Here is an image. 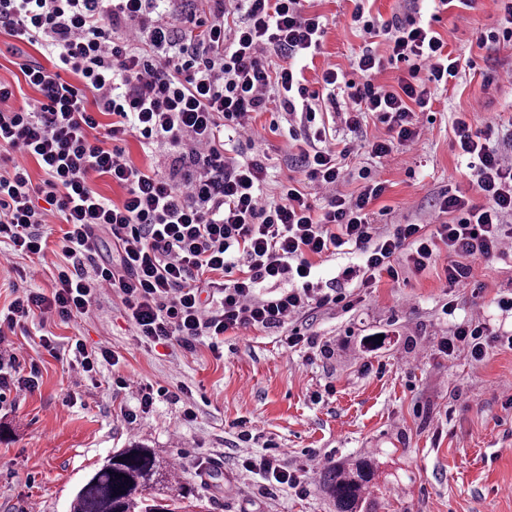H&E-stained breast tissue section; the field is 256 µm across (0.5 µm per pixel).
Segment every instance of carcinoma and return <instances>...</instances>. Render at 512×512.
<instances>
[{
  "instance_id": "1",
  "label": "carcinoma",
  "mask_w": 512,
  "mask_h": 512,
  "mask_svg": "<svg viewBox=\"0 0 512 512\" xmlns=\"http://www.w3.org/2000/svg\"><path fill=\"white\" fill-rule=\"evenodd\" d=\"M378 465L359 457L323 472L326 494L336 512H371L368 495L375 487ZM192 495L173 479L171 465L156 449L132 441L107 456L70 501L69 512H181Z\"/></svg>"
}]
</instances>
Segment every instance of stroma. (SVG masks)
<instances>
[{"label": "stroma", "instance_id": "1", "mask_svg": "<svg viewBox=\"0 0 512 512\" xmlns=\"http://www.w3.org/2000/svg\"><path fill=\"white\" fill-rule=\"evenodd\" d=\"M368 4L379 19L411 16L452 33L449 49L463 66L418 136L384 158L353 159L340 189L356 191L359 168L374 165L388 182L372 207L375 224L444 223L442 194H475L468 159L454 145L455 118L465 116L475 130L490 123L503 134L512 130V83L504 77L512 44L477 43L495 24L492 0L450 11L438 10L435 0ZM310 8L328 20L321 55L301 63L313 85L325 62L351 72L364 38L347 23L355 0H312ZM259 147L270 158L266 191L273 198L293 169L287 124L266 132ZM60 236L53 230L41 275L27 278L30 262L19 256L0 266V309L23 290L52 288ZM450 259L444 251L438 267H405L398 279L357 289L354 311H311L308 328L321 345L314 354L288 349L279 332L256 329L225 337L220 359L204 344L191 353L144 347L113 294L67 323L27 319L11 340L19 357L38 363L42 378L38 390L0 407V512H68L85 478L134 439L166 460H182V481L206 512H336L319 486L324 468L366 455L379 465L377 512H512V407L505 404L512 396V314L496 304L512 294V253L475 261L471 288L458 292L443 282L441 267ZM448 305L453 313H445ZM471 320L491 323L500 336L484 359L439 354L441 338ZM49 333L58 344L53 356L40 345ZM75 338L92 349L109 346L118 364L88 376L72 362ZM116 373L173 392L188 388L196 419L183 421L181 404L164 399L129 422L121 412L134 408L136 392L117 388ZM243 430L259 442H241ZM267 439L284 451L288 467L311 469L309 495L266 486L239 466V458L261 454ZM201 455L213 461L209 474L195 471Z\"/></svg>", "mask_w": 512, "mask_h": 512}]
</instances>
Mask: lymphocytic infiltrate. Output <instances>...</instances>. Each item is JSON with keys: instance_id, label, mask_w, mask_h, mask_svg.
I'll list each match as a JSON object with an SVG mask.
<instances>
[{"instance_id": "lymphocytic-infiltrate-1", "label": "lymphocytic infiltrate", "mask_w": 512, "mask_h": 512, "mask_svg": "<svg viewBox=\"0 0 512 512\" xmlns=\"http://www.w3.org/2000/svg\"><path fill=\"white\" fill-rule=\"evenodd\" d=\"M351 22L370 37L386 35L387 55L364 46L352 78L326 64L316 91L291 66L319 54L327 32L326 18L305 0H0V30L50 60L19 63L35 92L21 106L11 104L15 85L0 80V264L15 254L40 263L52 223L64 226L54 288L24 291L0 311V405L39 387L38 364L6 347L8 331L37 312L68 322L113 292L142 344L191 352L204 343L220 358L226 335L282 328L288 348L310 350L318 342L300 317L314 308L353 310L349 281L374 288L381 277L398 279L397 256L422 272L448 250L445 285L454 289L470 285L474 261L512 250V153L490 146L494 125L475 132L464 119L453 123L483 201L443 196L448 223L374 227L370 207L386 183L366 166L357 192L338 191L359 148L330 135L326 110L343 114L352 132L370 118L384 125L385 137L364 146L382 158L417 136L435 86L459 72L431 24L382 22L361 2ZM398 63L406 75L397 87L375 83ZM273 107L299 152L297 176L281 182L275 199L265 192L268 157L255 149V121ZM129 136L164 151L167 172L133 166L123 147ZM230 141L251 154L227 157ZM32 160L42 183L32 180ZM100 177L124 189L121 202L94 189ZM309 184L323 193V207L310 203ZM103 232L116 258L102 256ZM347 245L360 267L322 282L318 262ZM496 339L487 324L468 321L438 350L479 361ZM241 466L295 495L310 493L307 469L288 468L280 451L244 457Z\"/></svg>"}]
</instances>
